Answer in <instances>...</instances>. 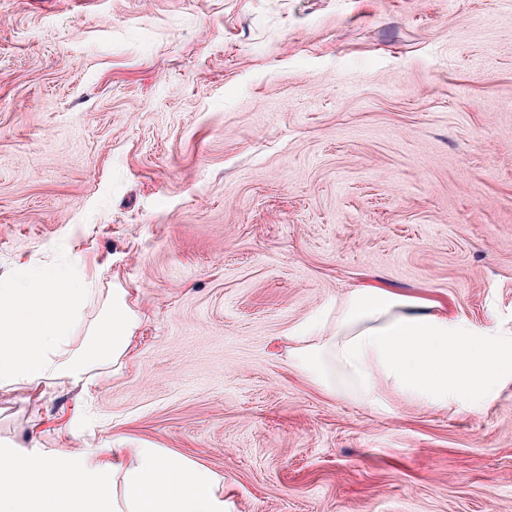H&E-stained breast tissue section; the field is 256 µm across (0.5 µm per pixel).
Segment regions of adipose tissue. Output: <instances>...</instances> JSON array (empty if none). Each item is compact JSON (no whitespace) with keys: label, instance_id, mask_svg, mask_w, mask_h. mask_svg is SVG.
Returning a JSON list of instances; mask_svg holds the SVG:
<instances>
[{"label":"adipose tissue","instance_id":"ef3b65f1","mask_svg":"<svg viewBox=\"0 0 512 512\" xmlns=\"http://www.w3.org/2000/svg\"><path fill=\"white\" fill-rule=\"evenodd\" d=\"M95 291L78 271L43 265L0 277V390L55 385L85 390L92 375L120 370L138 314L112 288L85 322ZM299 366L331 392L373 406L380 384L431 407L475 401L499 378L501 348L436 303L383 287L357 288L324 319L296 331ZM0 512H229L223 479L164 449L130 443L111 459L62 451L0 454Z\"/></svg>","mask_w":512,"mask_h":512}]
</instances>
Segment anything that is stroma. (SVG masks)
Returning a JSON list of instances; mask_svg holds the SVG:
<instances>
[{
    "instance_id": "1",
    "label": "stroma",
    "mask_w": 512,
    "mask_h": 512,
    "mask_svg": "<svg viewBox=\"0 0 512 512\" xmlns=\"http://www.w3.org/2000/svg\"><path fill=\"white\" fill-rule=\"evenodd\" d=\"M129 289L131 358L0 390V449L113 437L231 512H512V350L439 409L314 383L289 330L381 285L512 340V0H0V276Z\"/></svg>"
}]
</instances>
